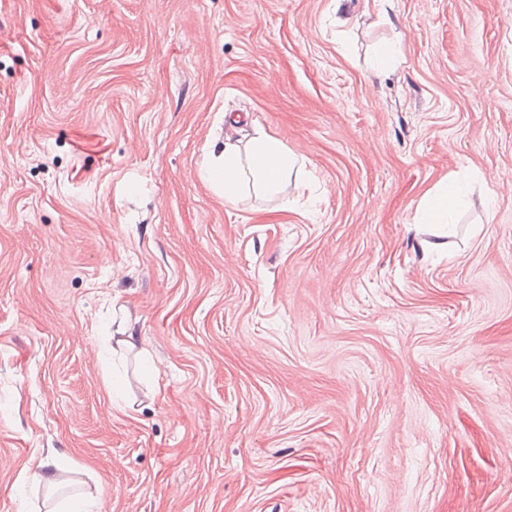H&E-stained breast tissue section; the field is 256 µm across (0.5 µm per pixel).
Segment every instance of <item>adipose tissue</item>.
I'll return each mask as SVG.
<instances>
[{"mask_svg":"<svg viewBox=\"0 0 512 512\" xmlns=\"http://www.w3.org/2000/svg\"><path fill=\"white\" fill-rule=\"evenodd\" d=\"M296 163V156L281 139L255 124L244 143L225 142L223 150L205 158L199 175L222 193L225 201L234 203L252 190L271 197L280 196L297 178ZM462 194L459 184L441 181L419 204L424 223H447Z\"/></svg>","mask_w":512,"mask_h":512,"instance_id":"adipose-tissue-1","label":"adipose tissue"}]
</instances>
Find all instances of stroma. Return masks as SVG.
I'll use <instances>...</instances> for the list:
<instances>
[{"label":"stroma","instance_id":"1","mask_svg":"<svg viewBox=\"0 0 512 512\" xmlns=\"http://www.w3.org/2000/svg\"><path fill=\"white\" fill-rule=\"evenodd\" d=\"M253 123L300 179L229 203ZM58 454L112 512H512V0H0V512ZM463 195V188L454 181L443 180L434 191L426 193L420 204L425 224H447L454 207Z\"/></svg>","mask_w":512,"mask_h":512}]
</instances>
